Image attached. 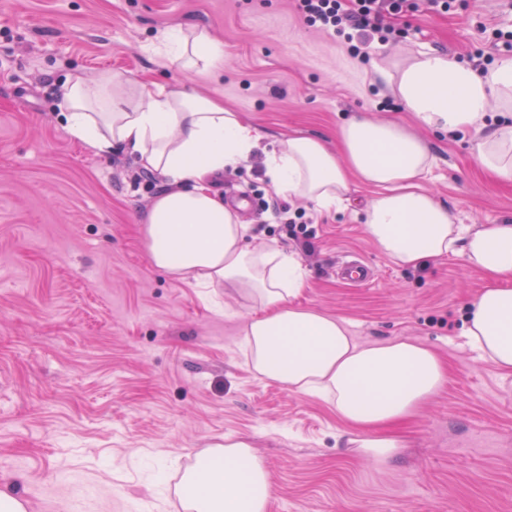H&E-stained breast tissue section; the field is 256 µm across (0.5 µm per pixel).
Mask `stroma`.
Returning a JSON list of instances; mask_svg holds the SVG:
<instances>
[{"label":"stroma","instance_id":"stroma-1","mask_svg":"<svg viewBox=\"0 0 512 512\" xmlns=\"http://www.w3.org/2000/svg\"><path fill=\"white\" fill-rule=\"evenodd\" d=\"M224 46L220 77L177 69L147 45L167 26ZM397 37L352 56L344 37L306 23L294 0H0V486L26 512H178L184 471L225 441L254 448L269 474L267 512H512V374L481 361L462 331L486 278L461 259L393 263L352 208L319 212L280 194L258 163L225 172V201L250 197L249 245L298 254L300 301L347 322L355 341L435 350L444 386L397 429L386 465L357 448L325 400L256 379L236 349L252 305L155 267L141 220L165 180L121 153L72 138L59 113L66 78L109 70L149 89L181 86L244 113L263 131L338 146L358 112L412 126L373 81L372 61L433 48L482 67L512 48V0H419ZM472 134H428L426 188L461 224L512 221V184L486 176ZM311 235L312 253L297 239ZM363 260L354 287L336 267Z\"/></svg>","mask_w":512,"mask_h":512}]
</instances>
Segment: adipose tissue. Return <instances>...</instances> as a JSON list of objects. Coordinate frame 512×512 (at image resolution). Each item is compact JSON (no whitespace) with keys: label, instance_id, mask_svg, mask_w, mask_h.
Returning <instances> with one entry per match:
<instances>
[{"label":"adipose tissue","instance_id":"obj_1","mask_svg":"<svg viewBox=\"0 0 512 512\" xmlns=\"http://www.w3.org/2000/svg\"><path fill=\"white\" fill-rule=\"evenodd\" d=\"M149 50L183 70H224L223 45L203 32L167 27ZM373 77L418 128L475 131L472 151L480 165L512 182V57L482 73L451 54L421 50L391 68L374 64ZM60 109L73 138L101 154L123 152L164 176L165 190L143 217L152 264L203 286L238 288L254 304L240 348L255 376L330 402L339 421L360 433L369 459L386 462L401 448L388 429L443 385L442 360L405 340L358 344L342 319L299 303L305 269L280 247H249L250 225L212 187L224 171L262 153L265 175L281 193L325 211L348 208L351 180L374 188L363 222L397 265L453 256L488 278L469 303L463 336L480 360L512 374V224L455 223L423 186L435 158L416 130L359 114L341 126L339 147L331 151L310 135L267 137L213 98L181 87L152 91L109 73L91 83L67 79ZM266 139L273 142L267 150ZM181 496L190 512H266L269 475L249 444L229 442L198 457Z\"/></svg>","mask_w":512,"mask_h":512}]
</instances>
